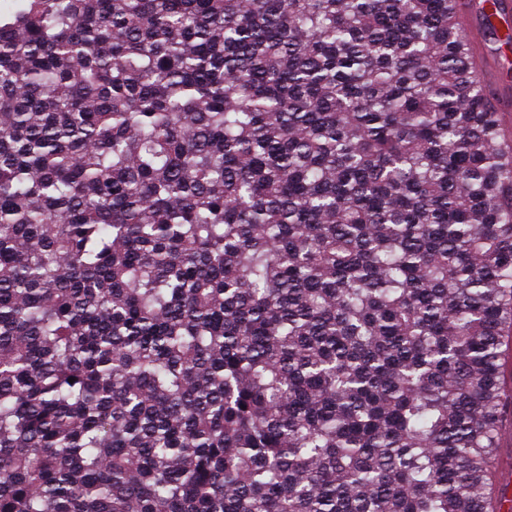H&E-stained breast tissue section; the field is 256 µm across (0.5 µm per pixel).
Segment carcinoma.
I'll return each mask as SVG.
<instances>
[{"mask_svg": "<svg viewBox=\"0 0 512 512\" xmlns=\"http://www.w3.org/2000/svg\"><path fill=\"white\" fill-rule=\"evenodd\" d=\"M511 344L458 0H0V512H501Z\"/></svg>", "mask_w": 512, "mask_h": 512, "instance_id": "cac0c4a2", "label": "carcinoma"}]
</instances>
